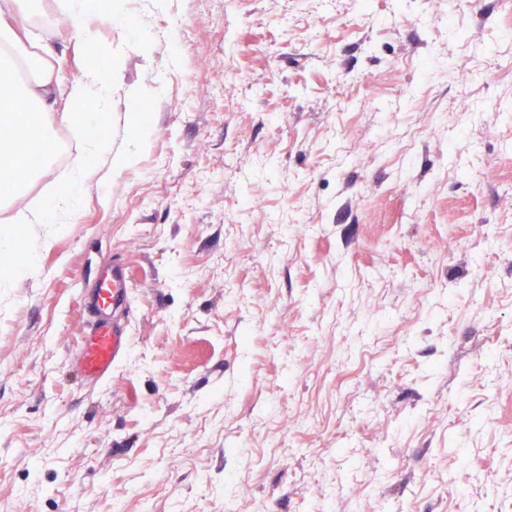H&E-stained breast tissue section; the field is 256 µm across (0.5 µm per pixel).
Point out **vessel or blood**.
<instances>
[{
  "instance_id": "1",
  "label": "vessel or blood",
  "mask_w": 512,
  "mask_h": 512,
  "mask_svg": "<svg viewBox=\"0 0 512 512\" xmlns=\"http://www.w3.org/2000/svg\"><path fill=\"white\" fill-rule=\"evenodd\" d=\"M129 286L126 269L116 266L82 297L88 319L71 365L84 384L96 386L107 381L113 365L130 353Z\"/></svg>"
}]
</instances>
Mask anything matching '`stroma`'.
Returning <instances> with one entry per match:
<instances>
[{
  "instance_id": "stroma-1",
  "label": "stroma",
  "mask_w": 512,
  "mask_h": 512,
  "mask_svg": "<svg viewBox=\"0 0 512 512\" xmlns=\"http://www.w3.org/2000/svg\"><path fill=\"white\" fill-rule=\"evenodd\" d=\"M35 34L64 80L89 44ZM81 208L0 288V512H512L499 0H127ZM155 88L142 116L126 91ZM131 272V352L70 372ZM135 148H120L112 154V142L93 145L89 151L95 154L105 155V164L108 163L110 171H117L129 165L136 155V150L144 146V140L135 139ZM129 286L127 270L118 265L101 275L95 288L82 296L88 319L71 365L77 378L86 385L97 386L107 381L112 376V366L130 354L126 320Z\"/></svg>"
}]
</instances>
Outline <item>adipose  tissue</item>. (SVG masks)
Returning a JSON list of instances; mask_svg holds the SVG:
<instances>
[{
    "label": "adipose tissue",
    "instance_id": "1",
    "mask_svg": "<svg viewBox=\"0 0 512 512\" xmlns=\"http://www.w3.org/2000/svg\"><path fill=\"white\" fill-rule=\"evenodd\" d=\"M4 59L29 63L30 78L24 84L22 94L31 104L37 122L51 126L59 78L54 54L33 36L29 0H0V61ZM66 94V109L72 112L75 125L92 122L100 109L112 105V75L85 68L81 77L70 83ZM89 176L88 166L82 159H75L66 193L51 194L38 204L17 210L13 204L23 194V187L0 191V211L12 210L11 220L17 224L52 223L58 213H76L82 188Z\"/></svg>",
    "mask_w": 512,
    "mask_h": 512
}]
</instances>
